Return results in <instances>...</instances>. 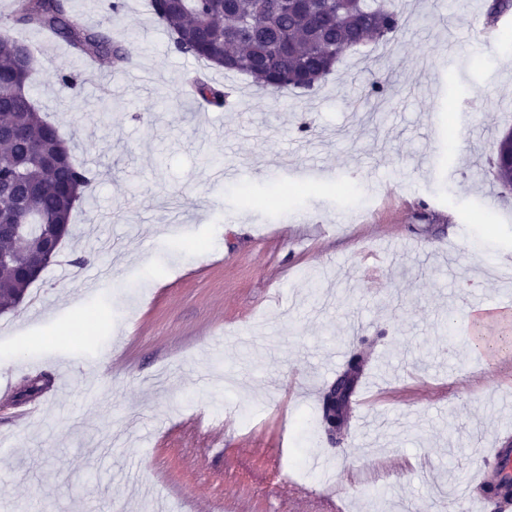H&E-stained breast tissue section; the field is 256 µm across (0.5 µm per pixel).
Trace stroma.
I'll return each instance as SVG.
<instances>
[{
	"instance_id": "obj_1",
	"label": "stroma",
	"mask_w": 512,
	"mask_h": 512,
	"mask_svg": "<svg viewBox=\"0 0 512 512\" xmlns=\"http://www.w3.org/2000/svg\"><path fill=\"white\" fill-rule=\"evenodd\" d=\"M69 0L123 68L84 73L14 29L31 94L90 184L58 257L0 316V498L12 512H435L472 436L512 439V349L479 353L449 315L512 300V42L479 40L487 0H400L392 55L348 50L309 94L211 71L231 106L181 96L195 59L149 0ZM68 66L73 88L57 71ZM382 103L365 96L374 74ZM230 169L218 179L214 168ZM84 331H76V324ZM364 352L367 404L324 433L326 392ZM67 366L17 420L23 383ZM235 417L222 450L190 414ZM511 155L512 141L501 137L497 143L494 167L499 170V175L496 178L504 188L511 186L512 170L509 167Z\"/></svg>"
}]
</instances>
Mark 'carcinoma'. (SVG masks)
Instances as JSON below:
<instances>
[{
  "label": "carcinoma",
  "instance_id": "1",
  "mask_svg": "<svg viewBox=\"0 0 512 512\" xmlns=\"http://www.w3.org/2000/svg\"><path fill=\"white\" fill-rule=\"evenodd\" d=\"M157 20L173 37L175 49L218 68L250 77L271 95L308 92L332 73L333 59L370 39L390 42L407 19L396 0H309L306 11L284 6L282 0H181L162 5L151 0ZM12 25L48 33L66 43L85 62L127 63L123 46L110 30L79 23L66 0H13ZM34 54L0 29V128L21 135L0 140V213L8 221L16 197L38 191L32 201L42 223L24 241L0 231V251L10 260L0 265V309L12 310L16 299L36 281L32 259L59 238L70 234L69 220L88 184L87 171L71 153L58 167L38 160L55 153L64 139L44 119L30 96ZM184 87L207 106L224 107L227 94L206 74L195 72ZM512 141L502 137L494 167L503 187L512 185Z\"/></svg>",
  "mask_w": 512,
  "mask_h": 512
}]
</instances>
